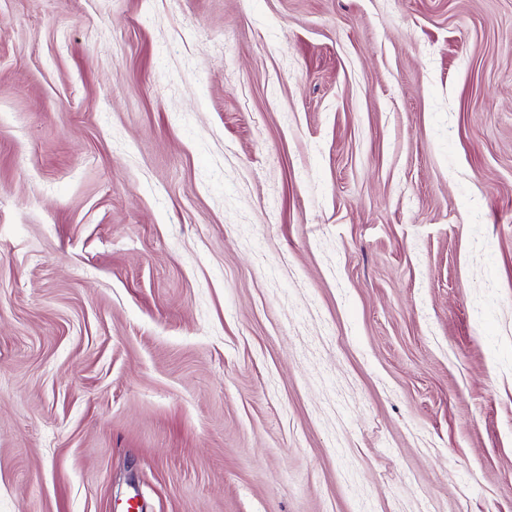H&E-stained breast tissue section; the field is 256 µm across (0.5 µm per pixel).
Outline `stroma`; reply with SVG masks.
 <instances>
[{
	"instance_id": "stroma-1",
	"label": "stroma",
	"mask_w": 512,
	"mask_h": 512,
	"mask_svg": "<svg viewBox=\"0 0 512 512\" xmlns=\"http://www.w3.org/2000/svg\"><path fill=\"white\" fill-rule=\"evenodd\" d=\"M0 512H512V0H0Z\"/></svg>"
}]
</instances>
